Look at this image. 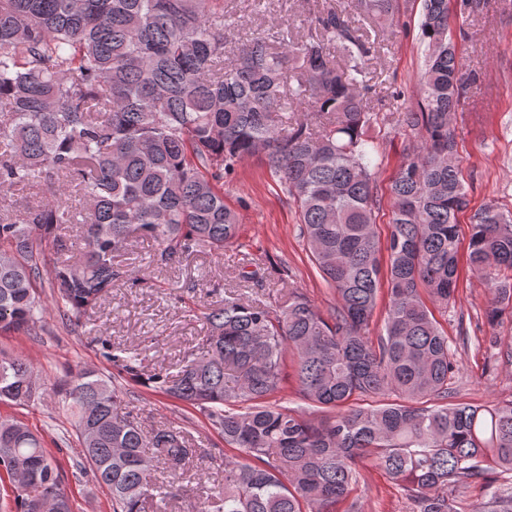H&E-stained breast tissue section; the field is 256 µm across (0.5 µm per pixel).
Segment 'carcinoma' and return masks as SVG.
Here are the masks:
<instances>
[{
	"label": "carcinoma",
	"mask_w": 512,
	"mask_h": 512,
	"mask_svg": "<svg viewBox=\"0 0 512 512\" xmlns=\"http://www.w3.org/2000/svg\"><path fill=\"white\" fill-rule=\"evenodd\" d=\"M397 2L357 6L379 27ZM232 25L224 0H0V195L50 188L40 206L0 213V332L42 321L45 285L70 324L90 319L117 283L141 282L123 260L139 240L155 245L160 266L239 246L220 181L260 154L297 204L336 306L324 314L297 289L276 305L227 291L202 306L201 352L175 370L146 374L137 350L107 339L101 356L202 412L238 451L224 456L215 512H351L343 505L366 465L401 487L412 512H457L455 492L472 485L486 501L471 512H512V400L448 401L457 356L436 318L455 302L458 215L469 205L448 0H422L419 100L399 115L416 144L388 186L384 242L366 139L377 114L361 93L375 42L332 6L310 16L308 38L278 46L259 33L230 46ZM467 262L491 271L488 321L512 310L511 212L473 214ZM289 366L320 417L269 402ZM51 392L72 419L80 470L107 489L112 512H146L150 500L167 512L171 490L154 468L175 482L193 466L185 432H144L121 389L93 369L51 389L24 356L0 353L1 403L29 407ZM242 400L250 405L236 407ZM19 467L34 493L10 484L0 512H72L43 439L1 418L0 472L11 481Z\"/></svg>",
	"instance_id": "cac0c4a2"
}]
</instances>
